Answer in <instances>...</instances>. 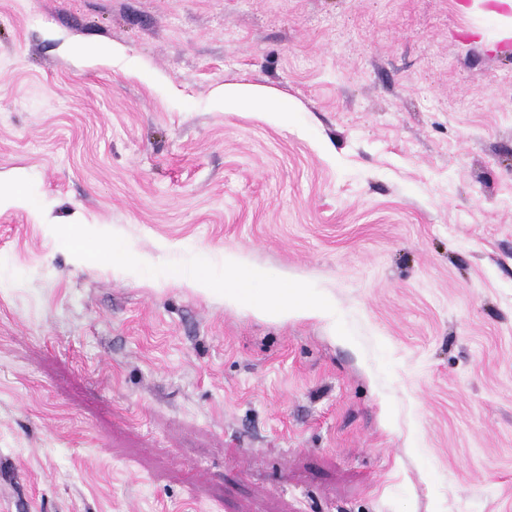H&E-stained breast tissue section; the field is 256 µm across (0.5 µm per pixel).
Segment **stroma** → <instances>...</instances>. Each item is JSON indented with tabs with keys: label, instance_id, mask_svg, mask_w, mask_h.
<instances>
[{
	"label": "stroma",
	"instance_id": "35a3bbf8",
	"mask_svg": "<svg viewBox=\"0 0 512 512\" xmlns=\"http://www.w3.org/2000/svg\"><path fill=\"white\" fill-rule=\"evenodd\" d=\"M0 194V512H512L495 0H0ZM229 94L244 99L255 106H266L269 99L264 90L257 85H236L234 88L224 87L225 97ZM298 292L285 294L280 288H269L259 311L270 317L288 318L292 314H304L308 316H324L327 308L322 304L307 303L297 306Z\"/></svg>",
	"mask_w": 512,
	"mask_h": 512
}]
</instances>
